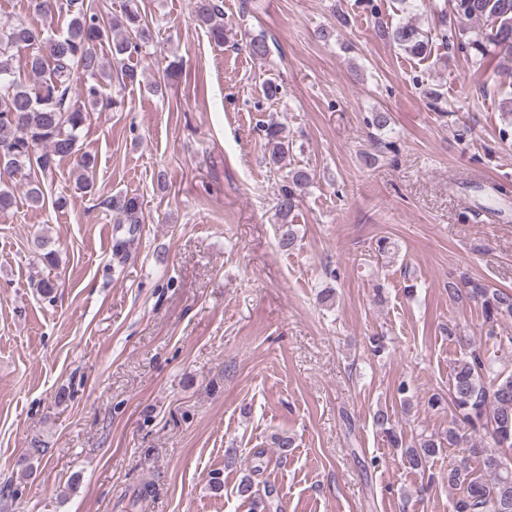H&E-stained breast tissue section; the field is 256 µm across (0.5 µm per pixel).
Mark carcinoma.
Listing matches in <instances>:
<instances>
[{
  "instance_id": "carcinoma-1",
  "label": "carcinoma",
  "mask_w": 512,
  "mask_h": 512,
  "mask_svg": "<svg viewBox=\"0 0 512 512\" xmlns=\"http://www.w3.org/2000/svg\"><path fill=\"white\" fill-rule=\"evenodd\" d=\"M70 15L61 32L33 27L25 22L0 23V169L9 178L0 179V211L14 204L10 183L24 171L52 170L57 160L75 158L78 188L92 191L90 169L94 159L78 154V132L89 111L101 98L103 82L111 78V66L101 54L108 44L111 57L120 66L126 82L137 79V68L125 62L126 54L152 40L149 23L139 13L135 0H128L122 22L107 21L94 0H66ZM441 39L448 47L465 53L482 66L495 59H512V0H444L434 5ZM193 20L205 28L216 42L224 41V10L220 0H193ZM389 39L404 52L426 54L429 36L415 23H400L388 32ZM249 53L266 59L270 47L265 37L250 39ZM25 67L36 81L28 85L17 77ZM268 163L283 168L288 144L283 128H266ZM286 185L277 197L279 242L291 248L298 238L288 217L299 206L302 193L312 181L307 168L291 167ZM134 198H112V210L129 221L134 219ZM449 299L466 298L480 304L488 324L489 338L512 344V336H497L494 327L512 319V291L493 288L462 274L448 288ZM450 406L458 424L441 436H420L403 452L408 466L421 469L445 447L463 448L467 455L448 465L442 480L459 490L449 504L450 512H512V374L505 373L495 360L477 350L455 362L448 388ZM374 423L396 448L402 440L388 411L374 413ZM491 431L494 447L484 445L480 432ZM476 459L479 470L470 466ZM275 488L260 486L247 475L237 486V494L250 505L251 512H270Z\"/></svg>"
}]
</instances>
